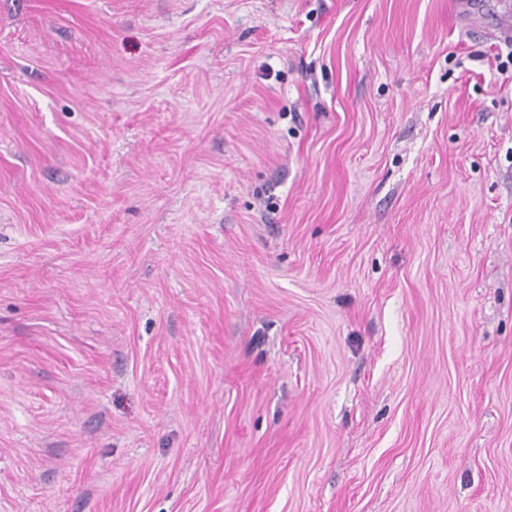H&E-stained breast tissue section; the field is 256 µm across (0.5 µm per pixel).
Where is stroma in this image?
I'll list each match as a JSON object with an SVG mask.
<instances>
[{
	"label": "stroma",
	"instance_id": "35a3bbf8",
	"mask_svg": "<svg viewBox=\"0 0 512 512\" xmlns=\"http://www.w3.org/2000/svg\"><path fill=\"white\" fill-rule=\"evenodd\" d=\"M512 0H0V512H512Z\"/></svg>",
	"mask_w": 512,
	"mask_h": 512
}]
</instances>
